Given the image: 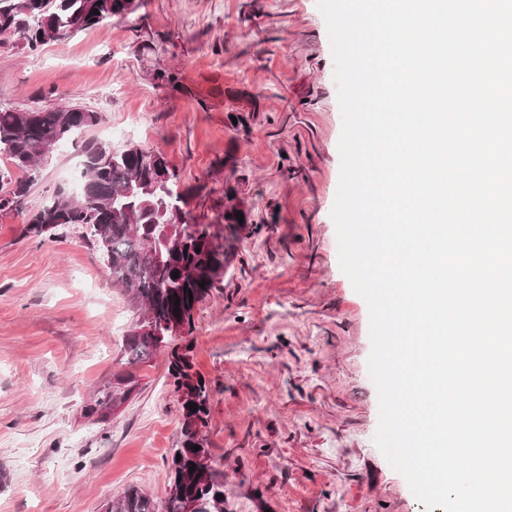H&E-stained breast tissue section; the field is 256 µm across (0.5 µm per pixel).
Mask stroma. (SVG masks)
Listing matches in <instances>:
<instances>
[{
  "mask_svg": "<svg viewBox=\"0 0 512 512\" xmlns=\"http://www.w3.org/2000/svg\"><path fill=\"white\" fill-rule=\"evenodd\" d=\"M175 72L178 83L163 80ZM317 0H141L130 17L29 51L0 40V104L98 112L87 140L162 152L209 221L234 185L252 232L194 311L204 430L224 512H427L373 442L370 314L342 272L331 210L342 117ZM82 168L59 145L37 209ZM0 212V512H104L130 485L166 497L182 441L168 355L127 364L139 310L86 230L39 242ZM129 374L104 421L85 414Z\"/></svg>",
  "mask_w": 512,
  "mask_h": 512,
  "instance_id": "stroma-1",
  "label": "stroma"
}]
</instances>
